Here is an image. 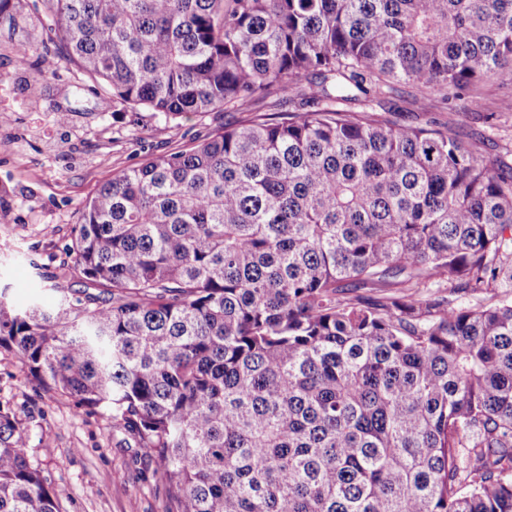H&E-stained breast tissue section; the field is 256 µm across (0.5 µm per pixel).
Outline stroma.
I'll use <instances>...</instances> for the list:
<instances>
[{
    "label": "stroma",
    "instance_id": "35a3bbf8",
    "mask_svg": "<svg viewBox=\"0 0 512 512\" xmlns=\"http://www.w3.org/2000/svg\"><path fill=\"white\" fill-rule=\"evenodd\" d=\"M44 0H10L0 15V189L11 202L0 212V289L10 302L55 303L81 298L68 247L86 199L120 170L190 148L242 112H213L171 122L142 110L119 111L112 94L91 89L74 63L52 47ZM32 49L20 65L19 46ZM53 66L31 81L45 59ZM414 91L400 87L391 117L410 125L447 126L485 159L512 167V84H480L467 107L435 101L418 111ZM65 122H58L57 114ZM0 404L31 416L29 455L58 492L64 512H163L154 462L125 444L111 419L76 413L70 399L39 389L9 353H0Z\"/></svg>",
    "mask_w": 512,
    "mask_h": 512
}]
</instances>
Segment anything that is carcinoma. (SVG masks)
I'll use <instances>...</instances> for the list:
<instances>
[{
    "mask_svg": "<svg viewBox=\"0 0 512 512\" xmlns=\"http://www.w3.org/2000/svg\"><path fill=\"white\" fill-rule=\"evenodd\" d=\"M45 4L126 108L277 112L102 183L84 298L0 300V351L156 461L163 512H512V174L382 115L512 84V0ZM412 285L450 296L354 294ZM29 444L0 407V512H63Z\"/></svg>",
    "mask_w": 512,
    "mask_h": 512,
    "instance_id": "cac0c4a2",
    "label": "carcinoma"
}]
</instances>
